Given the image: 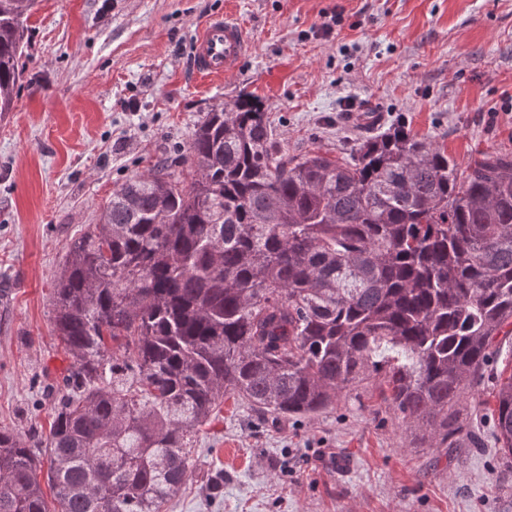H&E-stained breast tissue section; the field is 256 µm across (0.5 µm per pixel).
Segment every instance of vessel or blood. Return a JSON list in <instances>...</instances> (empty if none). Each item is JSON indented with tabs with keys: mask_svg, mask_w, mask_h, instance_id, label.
Returning a JSON list of instances; mask_svg holds the SVG:
<instances>
[{
	"mask_svg": "<svg viewBox=\"0 0 512 512\" xmlns=\"http://www.w3.org/2000/svg\"><path fill=\"white\" fill-rule=\"evenodd\" d=\"M249 43L241 24L218 16L207 22L192 45L195 70L205 77H230L241 68Z\"/></svg>",
	"mask_w": 512,
	"mask_h": 512,
	"instance_id": "1",
	"label": "vessel or blood"
}]
</instances>
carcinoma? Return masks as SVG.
I'll use <instances>...</instances> for the list:
<instances>
[{
    "label": "carcinoma",
    "instance_id": "obj_1",
    "mask_svg": "<svg viewBox=\"0 0 512 512\" xmlns=\"http://www.w3.org/2000/svg\"><path fill=\"white\" fill-rule=\"evenodd\" d=\"M19 2L0 0V115L23 77ZM181 163L190 182L157 162L70 246L54 288L70 367L44 458L0 428V512H164L225 394L301 418L371 377L415 437L476 448L457 406L493 376L512 456V374L493 368L512 339V153L462 169L397 123L345 162L290 157L243 93ZM384 342L401 357L371 362Z\"/></svg>",
    "mask_w": 512,
    "mask_h": 512
}]
</instances>
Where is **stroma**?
Instances as JSON below:
<instances>
[{
    "mask_svg": "<svg viewBox=\"0 0 512 512\" xmlns=\"http://www.w3.org/2000/svg\"><path fill=\"white\" fill-rule=\"evenodd\" d=\"M231 14L253 49L198 77L191 46ZM25 78L0 122V427L43 448L46 384L68 360L53 329L70 245L130 177L179 164L197 122L241 92L282 151L346 160L402 122L458 164L512 152V0H35ZM479 391L458 421L477 448L413 439L378 379L275 423L226 396L167 512H512V457ZM223 472L217 500L203 491Z\"/></svg>",
    "mask_w": 512,
    "mask_h": 512,
    "instance_id": "obj_1",
    "label": "stroma"
}]
</instances>
